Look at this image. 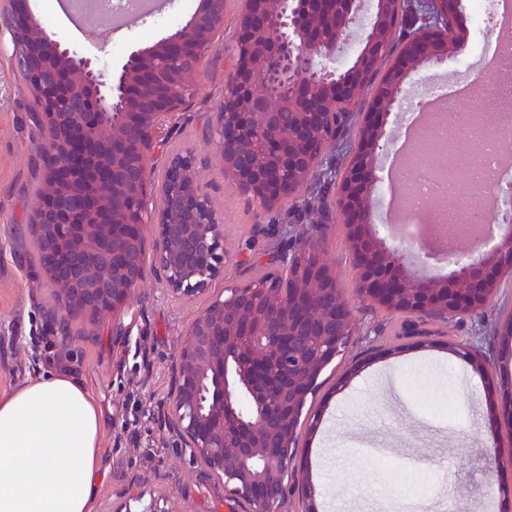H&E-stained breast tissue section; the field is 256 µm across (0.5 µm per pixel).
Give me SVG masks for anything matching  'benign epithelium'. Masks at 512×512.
Segmentation results:
<instances>
[{
  "label": "benign epithelium",
  "instance_id": "1",
  "mask_svg": "<svg viewBox=\"0 0 512 512\" xmlns=\"http://www.w3.org/2000/svg\"><path fill=\"white\" fill-rule=\"evenodd\" d=\"M202 9L150 46L132 52L121 72L100 62L112 38L90 35L94 56L66 45L36 17L31 0H8L0 28L27 76L44 142L43 191L32 201L34 261L56 286L50 314L61 341L70 325L112 314V335L130 297L151 268L167 290L190 298L220 272L221 214L202 192L194 155L165 154L164 172L188 176L176 194L150 170L164 122L198 93L192 77L224 31L226 0ZM362 0H240L233 66L217 113L212 145L221 172L263 210L294 197L336 141V108L360 106L378 76L380 90L362 113L356 149L342 172L332 213L349 230L361 297L379 307L405 299L406 336L428 332L434 315L454 318L491 300L512 276V224L497 246L452 265L444 279L413 275V252L387 242L363 220L373 202L386 137L384 117L400 109L407 78L459 55L454 38L459 0H374L369 27L342 69H331L352 39ZM413 20L399 47L384 40L395 20ZM323 233H296L274 258L281 285L249 279L227 286L188 322L174 360L161 427L178 438L209 474L247 506L281 498L288 483L272 448L292 447L296 407L319 359L347 346L352 313L346 298L330 314L316 311L318 294L341 288L326 258ZM251 411L241 412L242 391ZM140 512H178L164 494Z\"/></svg>",
  "mask_w": 512,
  "mask_h": 512
}]
</instances>
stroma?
Segmentation results:
<instances>
[{
  "label": "stroma",
  "instance_id": "35a3bbf8",
  "mask_svg": "<svg viewBox=\"0 0 512 512\" xmlns=\"http://www.w3.org/2000/svg\"><path fill=\"white\" fill-rule=\"evenodd\" d=\"M198 0H176L169 15L129 25L115 40L121 49L104 56L118 68L130 51L165 36L173 23L194 13ZM239 0H227L224 39L194 77L199 94L173 115L164 147L192 150L204 191L223 217L221 272L190 300L168 295L148 275L124 313L126 334H112V318L79 322L67 343L53 350L72 377L90 387L105 421L103 467L107 478L97 512H138L126 488L144 500L173 491L180 512H244L245 506L163 430L158 412L172 387L171 365L183 326L202 312L224 286L252 277L262 253L279 247L290 226L325 225L327 257L352 306L353 345L321 375L310 409L315 429L301 428L304 458L318 512H397L418 499L423 512H512V493L501 495L499 474L512 465V427L489 436L487 384L452 352L462 344L478 350L493 378L512 383V341L491 326L512 317V277L503 278L484 308L427 328L439 344L390 353L399 319L363 302L356 293L354 259L346 228L327 208L354 149L360 116H353L316 173L296 197L264 213L220 171L209 142L232 64ZM13 44L0 32V389L50 372L41 337L52 336L46 310L53 286L28 255L24 230L33 191L42 181V144L29 92L13 75ZM496 460H488L489 444Z\"/></svg>",
  "mask_w": 512,
  "mask_h": 512
}]
</instances>
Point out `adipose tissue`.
<instances>
[{
  "label": "adipose tissue",
  "instance_id": "adipose-tissue-1",
  "mask_svg": "<svg viewBox=\"0 0 512 512\" xmlns=\"http://www.w3.org/2000/svg\"><path fill=\"white\" fill-rule=\"evenodd\" d=\"M104 418L65 373L0 391V512H96Z\"/></svg>",
  "mask_w": 512,
  "mask_h": 512
}]
</instances>
